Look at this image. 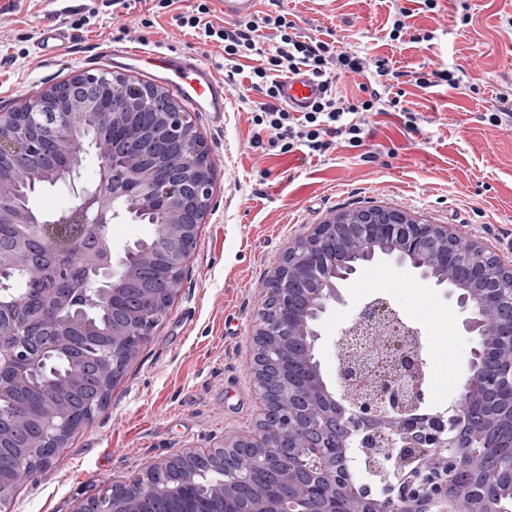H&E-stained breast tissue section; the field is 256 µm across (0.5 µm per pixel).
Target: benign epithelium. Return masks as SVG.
<instances>
[{
  "mask_svg": "<svg viewBox=\"0 0 512 512\" xmlns=\"http://www.w3.org/2000/svg\"><path fill=\"white\" fill-rule=\"evenodd\" d=\"M107 118L112 138H84L81 124ZM98 158L96 178L81 172V154ZM30 183L61 181L78 203L59 217L62 224H90L96 247L82 268L59 263L54 277L71 283L65 300L44 297L31 314L28 295L0 298V335L15 338L0 347V367L12 378L0 379V398L14 380L31 373L43 357L70 344L78 328L93 331L89 314L124 303V285L135 274V259L163 269L170 287L143 292L155 308L113 332L112 361L129 359L153 336L161 314L177 294L199 225L209 208L212 166L209 153L187 113L158 84L147 86L111 72L77 74L37 96L0 111V191L20 179ZM138 197L144 210L159 218L151 247L136 241L116 253L107 245L111 224L134 213L120 203ZM315 225L296 238L267 280L264 299L253 320L251 369L263 405L250 436L224 441L209 451H187L175 481L194 477L192 465L212 457L224 479V512H294L302 497L307 512H355L350 497L363 484L365 503L400 502L392 512H456L448 503V469L455 466L460 439L448 425L483 397L509 389V401L478 419V434L496 437L498 448L512 447V321L501 305L512 306V265L481 243L445 224ZM39 223L23 202L0 196V224L27 227ZM357 261L338 271V255ZM388 256L425 278L452 289L457 304L473 316L464 330L477 337L472 361L488 369L468 375L466 400L448 410L424 414L428 389L426 362L418 332L383 299L366 303L341 331L337 342L336 382H327L316 359L318 322L344 303L343 282ZM169 463L149 465L136 485L114 484L88 499L78 512H129L132 498L156 495L158 472Z\"/></svg>",
  "mask_w": 512,
  "mask_h": 512,
  "instance_id": "obj_1",
  "label": "benign epithelium"
}]
</instances>
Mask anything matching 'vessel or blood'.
Wrapping results in <instances>:
<instances>
[{"instance_id": "1", "label": "vessel or blood", "mask_w": 512, "mask_h": 512, "mask_svg": "<svg viewBox=\"0 0 512 512\" xmlns=\"http://www.w3.org/2000/svg\"><path fill=\"white\" fill-rule=\"evenodd\" d=\"M225 20L237 21L252 17L260 0H221ZM76 34L59 18L47 20L39 30L37 49L42 57L59 58L69 54ZM167 80L197 111L207 114L216 124H223L224 114L231 106L228 83L218 76L200 56H172L156 53ZM324 86L302 71L288 74L277 84V99L289 111L305 112L322 97Z\"/></svg>"}]
</instances>
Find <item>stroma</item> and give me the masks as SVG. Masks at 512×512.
<instances>
[{
    "label": "stroma",
    "instance_id": "obj_1",
    "mask_svg": "<svg viewBox=\"0 0 512 512\" xmlns=\"http://www.w3.org/2000/svg\"><path fill=\"white\" fill-rule=\"evenodd\" d=\"M0 109L79 73L108 70L112 47L194 52L224 70V50L150 17L147 0L129 14L80 26L79 7L63 15L77 36L71 57L41 60L38 28L50 0H0ZM261 0L259 13L280 10L297 33L332 38L339 49L388 60L398 72L390 92L413 120L371 116L361 146L333 139L320 152H282L254 125L259 96L252 61L230 85L231 112L216 126L182 101L213 164L210 207L182 282L151 340L128 364L106 406L78 429L51 464L21 484L5 512H77L87 498L146 465L253 430L259 391L251 374L252 315L260 286L289 242L343 212L396 209L425 224H446L512 264V129L489 125L500 94L512 93V0ZM411 10L409 37H388L395 6ZM456 72L461 83L419 88L414 72ZM345 306L329 312L316 348L323 376L336 378L342 328L373 298L386 299L418 329L428 374L429 407L461 394L477 339L449 289L398 265L377 262L342 287Z\"/></svg>",
    "mask_w": 512,
    "mask_h": 512
}]
</instances>
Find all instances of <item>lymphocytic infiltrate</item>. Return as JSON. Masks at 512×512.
Masks as SVG:
<instances>
[{
  "label": "lymphocytic infiltrate",
  "instance_id": "1",
  "mask_svg": "<svg viewBox=\"0 0 512 512\" xmlns=\"http://www.w3.org/2000/svg\"><path fill=\"white\" fill-rule=\"evenodd\" d=\"M173 20L177 28L192 32L202 44H220L225 66L235 67L242 58L262 57L261 66L253 70L251 82L253 90L264 97L257 105L254 121L286 145L316 152L327 147L329 138L341 137L351 146H360L361 133L370 116L396 110L398 106L397 99L388 95V83L393 75L385 61L371 63L365 56L338 50L334 43L297 35L284 14H269L260 22L241 21L229 29L212 20L208 0H197L192 10L175 14ZM262 24L276 32L278 40L272 48H264L257 36ZM302 68L327 88L332 84L331 73L335 70L369 71L373 79L363 88L364 100L352 103L327 91L309 111L296 116L275 104L277 85L270 82L269 75Z\"/></svg>",
  "mask_w": 512,
  "mask_h": 512
}]
</instances>
